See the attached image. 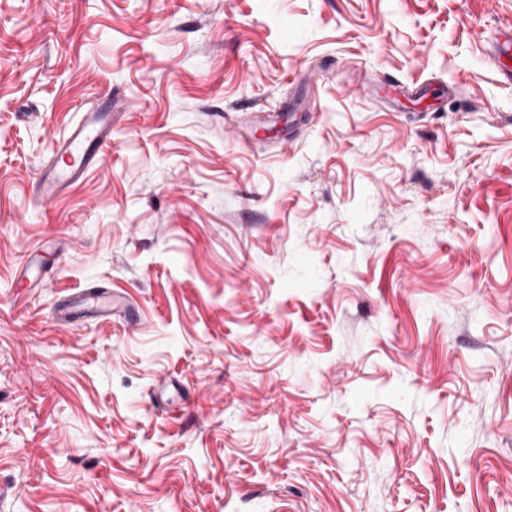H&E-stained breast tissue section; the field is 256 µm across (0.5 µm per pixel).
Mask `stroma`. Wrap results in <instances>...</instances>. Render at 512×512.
<instances>
[{
	"label": "stroma",
	"mask_w": 512,
	"mask_h": 512,
	"mask_svg": "<svg viewBox=\"0 0 512 512\" xmlns=\"http://www.w3.org/2000/svg\"><path fill=\"white\" fill-rule=\"evenodd\" d=\"M510 26L0 0V512H512ZM387 76L453 92L395 106ZM110 91L102 161L42 202ZM94 283L136 321L54 319ZM495 48L494 60L509 80H512V30L503 33Z\"/></svg>",
	"instance_id": "35a3bbf8"
}]
</instances>
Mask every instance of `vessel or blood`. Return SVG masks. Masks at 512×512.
<instances>
[{"mask_svg":"<svg viewBox=\"0 0 512 512\" xmlns=\"http://www.w3.org/2000/svg\"><path fill=\"white\" fill-rule=\"evenodd\" d=\"M112 142V100L83 110L79 120L58 140L57 157L39 172L35 193L51 202L69 188L82 182L86 174L102 159L103 150ZM133 316L134 309L122 293L102 286H89L57 302L54 315L62 323L72 322L78 315L90 314L106 321L116 314Z\"/></svg>","mask_w":512,"mask_h":512,"instance_id":"1","label":"vessel or blood"}]
</instances>
